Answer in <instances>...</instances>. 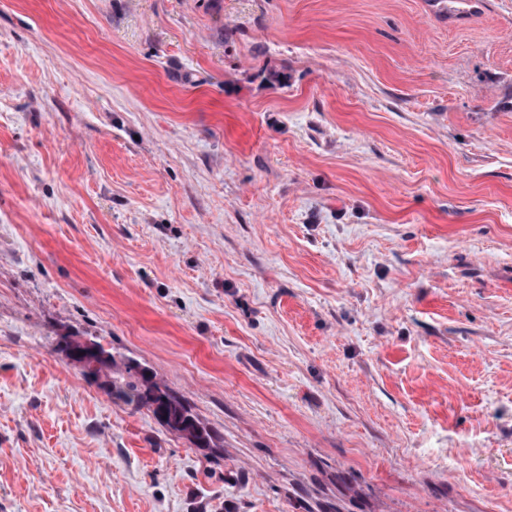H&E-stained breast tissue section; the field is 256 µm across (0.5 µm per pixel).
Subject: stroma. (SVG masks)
I'll return each mask as SVG.
<instances>
[{"instance_id": "1", "label": "stroma", "mask_w": 512, "mask_h": 512, "mask_svg": "<svg viewBox=\"0 0 512 512\" xmlns=\"http://www.w3.org/2000/svg\"><path fill=\"white\" fill-rule=\"evenodd\" d=\"M490 3L448 30L424 0H0V512H512ZM58 342L67 349V360L85 373L82 374L87 381L95 383L113 401L136 409L146 408L169 433L185 438L196 448H207L217 453L218 448H214L215 433L192 412L188 401L159 383L154 372L137 359L120 357L117 361L112 352L108 351L112 360L101 367L108 354L93 339L67 335L60 336ZM99 368L100 379L103 378L107 385L99 382L98 378L90 380L87 376L95 377ZM154 392L163 394L165 398L157 407H153V403L159 400L151 396Z\"/></svg>"}]
</instances>
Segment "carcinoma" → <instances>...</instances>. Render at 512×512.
Returning a JSON list of instances; mask_svg holds the SVG:
<instances>
[{
	"instance_id": "cac0c4a2",
	"label": "carcinoma",
	"mask_w": 512,
	"mask_h": 512,
	"mask_svg": "<svg viewBox=\"0 0 512 512\" xmlns=\"http://www.w3.org/2000/svg\"><path fill=\"white\" fill-rule=\"evenodd\" d=\"M112 400L136 409H147L170 433L197 448L217 452L215 433L192 412L188 401L156 380L148 367L132 357L111 360L100 368V378L92 379Z\"/></svg>"
}]
</instances>
